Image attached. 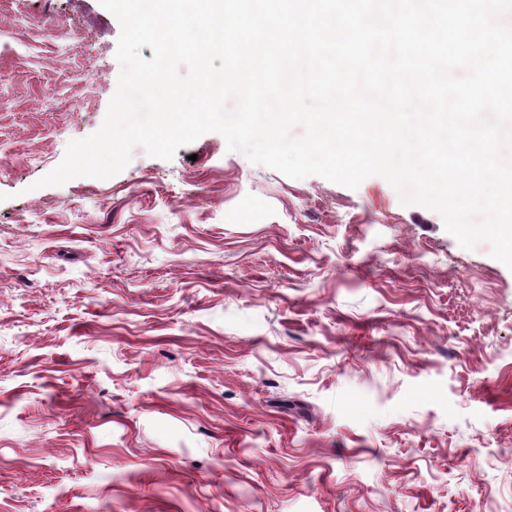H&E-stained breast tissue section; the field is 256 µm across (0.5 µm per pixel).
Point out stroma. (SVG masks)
Wrapping results in <instances>:
<instances>
[{"instance_id": "1", "label": "stroma", "mask_w": 512, "mask_h": 512, "mask_svg": "<svg viewBox=\"0 0 512 512\" xmlns=\"http://www.w3.org/2000/svg\"><path fill=\"white\" fill-rule=\"evenodd\" d=\"M99 0H0V512H512V270L384 178L96 132Z\"/></svg>"}]
</instances>
